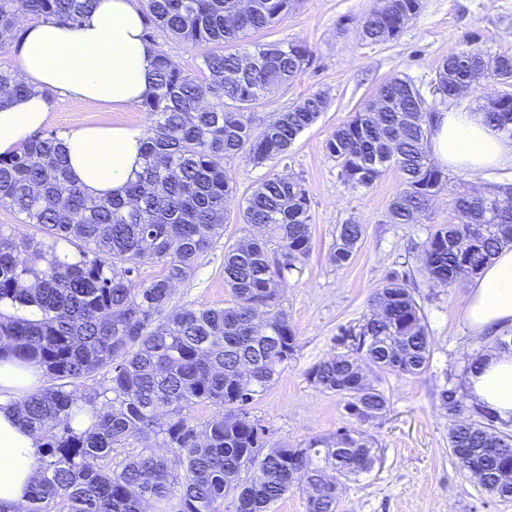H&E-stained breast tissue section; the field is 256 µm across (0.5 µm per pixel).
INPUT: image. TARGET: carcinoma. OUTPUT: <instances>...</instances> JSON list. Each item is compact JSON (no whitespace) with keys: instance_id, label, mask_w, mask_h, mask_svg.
<instances>
[{"instance_id":"carcinoma-1","label":"carcinoma","mask_w":512,"mask_h":512,"mask_svg":"<svg viewBox=\"0 0 512 512\" xmlns=\"http://www.w3.org/2000/svg\"><path fill=\"white\" fill-rule=\"evenodd\" d=\"M94 0H0V50L21 40L23 21L77 27ZM144 35L153 46L154 89L139 102L149 125L143 165L120 196L94 197L74 184L53 132L38 131L8 158L0 157V207L23 216V226L0 228V355L33 363L49 383L17 400L19 419L43 440L40 478L26 512H268L293 489L307 512H338V476L367 472L355 454L336 446L372 449L351 423L372 422L388 408L385 393L363 367L417 376L430 366L431 336L409 288L410 269H394L370 298L371 312L341 326L334 341L345 352L307 372L318 389L344 401L349 424L331 438L298 448L269 446L248 407L269 387L298 348L282 308L291 277L303 273L312 251L309 197L302 184L273 174L244 198L243 221L266 235L224 251L225 307L169 309L174 286L224 236V209L233 179L224 161L258 166L282 162L298 136L320 117L327 99L311 94L261 127L253 107L295 81L311 50L300 41L256 43L249 35L288 18L295 0H139ZM422 0H381L361 36L377 43L398 36ZM170 36L202 49L194 69L176 64L159 43ZM246 59L253 60L249 66ZM448 91L494 81L512 86V55L452 49L438 67ZM28 92L12 70L0 68V105ZM378 112L360 109L337 127L325 150L353 191L370 188L390 168L402 182L390 200L392 224H417L449 178L428 151L436 99L406 76L386 81L372 98ZM488 124L512 137V93ZM458 222L445 225L418 250L428 283L452 287L476 274L512 243L499 226L512 225V187L482 192L451 189ZM365 228L340 224L332 260L346 264ZM73 244L71 254L59 244ZM158 267L149 280L140 265ZM107 383L98 384L100 373ZM440 405L454 418L450 449L465 448L459 469L483 488L512 465V435L497 417L468 402L461 386L445 383ZM218 408L199 424L190 410ZM168 448L170 460L155 453ZM122 455L118 462L114 455ZM109 460L112 470L93 461Z\"/></svg>"}]
</instances>
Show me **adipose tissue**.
<instances>
[{"label":"adipose tissue","instance_id":"1","mask_svg":"<svg viewBox=\"0 0 512 512\" xmlns=\"http://www.w3.org/2000/svg\"><path fill=\"white\" fill-rule=\"evenodd\" d=\"M17 75L31 94L0 105V157L13 155L44 126L49 95L115 109L142 101L152 91L153 47L143 36L136 0H98L78 28L29 21L17 49ZM143 131L125 126H86L63 138L70 174L85 192L118 193L140 171ZM432 156L453 169L512 167V138L487 124L482 112L448 110L434 119ZM464 319L478 333L512 331V247L506 246L466 286ZM38 381L35 366L0 360V504L28 500L42 448L22 425L18 394ZM470 400L512 420V353L487 354L466 380Z\"/></svg>","mask_w":512,"mask_h":512}]
</instances>
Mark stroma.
I'll list each match as a JSON object with an SVG mask.
<instances>
[{
  "label": "stroma",
  "mask_w": 512,
  "mask_h": 512,
  "mask_svg": "<svg viewBox=\"0 0 512 512\" xmlns=\"http://www.w3.org/2000/svg\"><path fill=\"white\" fill-rule=\"evenodd\" d=\"M376 4L377 0H300L283 23L258 34L261 42L304 41L313 61L296 81L263 100L256 109L257 122L270 121L315 92L325 93L328 107L294 142L286 164L229 163L237 190L226 206L224 235L173 292L175 309L188 303L225 306L230 293L224 286V251L256 232L239 219L245 195L271 173L284 171L301 180L310 199L312 253L302 276L290 280L283 301L299 348L277 381L250 406L274 446L328 438L347 423L340 398L316 388L307 378L308 370L335 354L339 326L362 320L372 291L389 271L405 263L419 269L415 243L440 225L456 221L449 196L442 192L420 224L389 223L388 205L401 184L400 172L387 170L371 188L352 191L325 151L327 138L392 77L406 76L420 88H429L449 50L477 47L512 55V0H423L420 13L397 38L369 43L361 40L359 30ZM96 124L143 127L147 115L135 105L113 110L56 99L45 128L61 135ZM348 222L364 225L365 236L351 260L339 266L331 251L337 225ZM414 296L432 339L430 367L419 376L368 372V380L388 399L386 413L363 426L380 448L381 460L370 473L341 481L339 512H512V500H500L457 468L448 447L450 420L438 399L440 386L461 374L470 355L488 352L490 338L465 324L463 285L431 288L419 279Z\"/></svg>",
  "instance_id": "35a3bbf8"
}]
</instances>
